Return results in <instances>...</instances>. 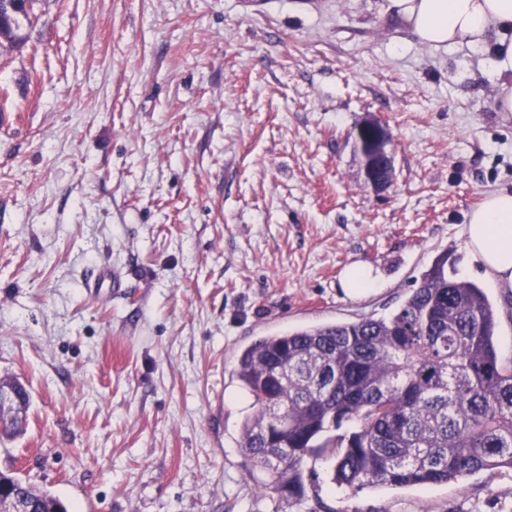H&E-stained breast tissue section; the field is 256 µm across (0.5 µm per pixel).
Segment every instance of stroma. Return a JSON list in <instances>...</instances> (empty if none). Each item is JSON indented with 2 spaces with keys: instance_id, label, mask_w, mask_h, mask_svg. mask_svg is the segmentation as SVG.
I'll use <instances>...</instances> for the list:
<instances>
[{
  "instance_id": "1",
  "label": "stroma",
  "mask_w": 512,
  "mask_h": 512,
  "mask_svg": "<svg viewBox=\"0 0 512 512\" xmlns=\"http://www.w3.org/2000/svg\"><path fill=\"white\" fill-rule=\"evenodd\" d=\"M0 44V377L30 395L0 470L69 512H512V469L331 481L293 502L240 446L237 354L396 310L441 253L512 361V288L465 216L512 190V112L475 48L433 49L390 0H40ZM377 122L393 182L357 147ZM380 281L345 296L341 274ZM103 267L124 285L92 292ZM378 279L371 268L354 265L347 268L342 275V289L349 298H360L377 289Z\"/></svg>"
}]
</instances>
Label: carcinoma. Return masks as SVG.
Wrapping results in <instances>:
<instances>
[{"instance_id":"cac0c4a2","label":"carcinoma","mask_w":512,"mask_h":512,"mask_svg":"<svg viewBox=\"0 0 512 512\" xmlns=\"http://www.w3.org/2000/svg\"><path fill=\"white\" fill-rule=\"evenodd\" d=\"M39 2L1 19L0 38L22 40L20 19ZM496 328L483 289L456 277L445 253L387 317L263 336L236 357L256 407L240 448L294 501L307 497V462L322 456L333 461V483L354 493L512 469V366L495 347ZM28 409L24 399L0 417L1 438L24 431ZM1 480L34 512H68L48 489Z\"/></svg>"}]
</instances>
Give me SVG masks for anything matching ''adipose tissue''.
Wrapping results in <instances>:
<instances>
[{
	"label": "adipose tissue",
	"instance_id": "adipose-tissue-1",
	"mask_svg": "<svg viewBox=\"0 0 512 512\" xmlns=\"http://www.w3.org/2000/svg\"><path fill=\"white\" fill-rule=\"evenodd\" d=\"M392 7L422 44L482 50L498 79V104L512 112V0H392ZM469 251L487 277L512 288V192L487 195L466 216Z\"/></svg>",
	"mask_w": 512,
	"mask_h": 512
}]
</instances>
